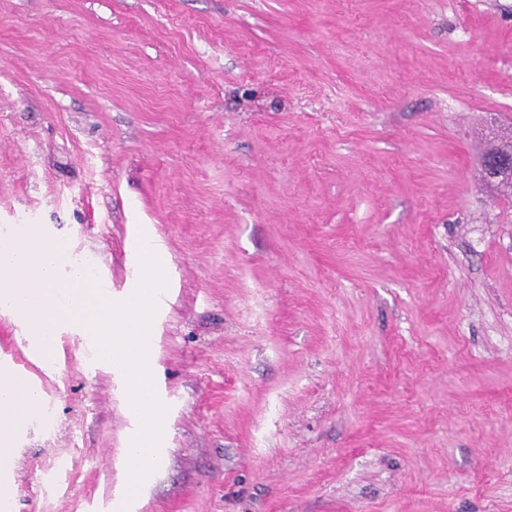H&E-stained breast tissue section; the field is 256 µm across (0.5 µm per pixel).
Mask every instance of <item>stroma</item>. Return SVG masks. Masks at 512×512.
<instances>
[{
    "label": "stroma",
    "mask_w": 512,
    "mask_h": 512,
    "mask_svg": "<svg viewBox=\"0 0 512 512\" xmlns=\"http://www.w3.org/2000/svg\"><path fill=\"white\" fill-rule=\"evenodd\" d=\"M512 0H0V230L124 294L154 234L164 457L86 337L0 364L49 410L13 512H512ZM67 471L68 490L44 492ZM503 138L501 155L495 154L482 160L483 175L485 180L495 182L504 193L512 192V137Z\"/></svg>",
    "instance_id": "35a3bbf8"
}]
</instances>
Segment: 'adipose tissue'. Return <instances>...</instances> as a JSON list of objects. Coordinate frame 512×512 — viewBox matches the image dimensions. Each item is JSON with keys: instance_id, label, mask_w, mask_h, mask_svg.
Returning a JSON list of instances; mask_svg holds the SVG:
<instances>
[{"instance_id": "1", "label": "adipose tissue", "mask_w": 512, "mask_h": 512, "mask_svg": "<svg viewBox=\"0 0 512 512\" xmlns=\"http://www.w3.org/2000/svg\"><path fill=\"white\" fill-rule=\"evenodd\" d=\"M42 396L11 370L0 368V512L13 502L11 450L17 438L40 418Z\"/></svg>"}]
</instances>
